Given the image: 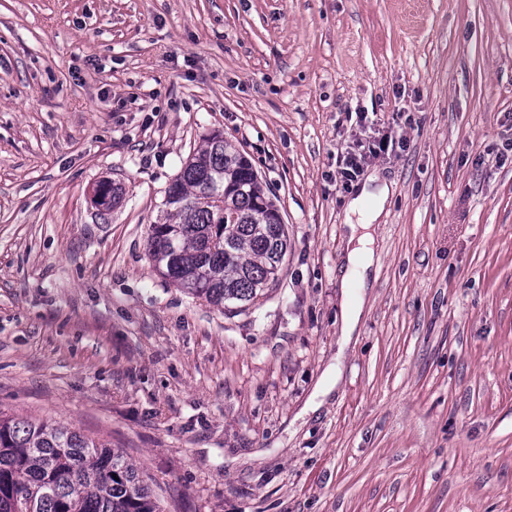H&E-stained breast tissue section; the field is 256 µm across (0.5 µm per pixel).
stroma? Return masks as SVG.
<instances>
[{
    "label": "stroma",
    "mask_w": 512,
    "mask_h": 512,
    "mask_svg": "<svg viewBox=\"0 0 512 512\" xmlns=\"http://www.w3.org/2000/svg\"><path fill=\"white\" fill-rule=\"evenodd\" d=\"M216 131L288 227L242 312L147 249ZM384 136L340 182L338 150ZM0 411L119 449L163 512H512V0H0ZM368 181L372 184L379 180L372 176ZM371 184H365L350 201L344 224L349 251L338 275L345 305L340 345L343 349L357 328L362 313L360 295L368 287V273L373 264L374 238L369 229L381 217L390 194L386 183Z\"/></svg>",
    "instance_id": "35a3bbf8"
}]
</instances>
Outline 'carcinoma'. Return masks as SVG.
Listing matches in <instances>:
<instances>
[{
    "label": "carcinoma",
    "mask_w": 512,
    "mask_h": 512,
    "mask_svg": "<svg viewBox=\"0 0 512 512\" xmlns=\"http://www.w3.org/2000/svg\"><path fill=\"white\" fill-rule=\"evenodd\" d=\"M287 225L252 161L214 133L165 190L150 226L162 276L242 309L279 279ZM0 512H162L123 453L54 422L0 412Z\"/></svg>",
    "instance_id": "cac0c4a2"
}]
</instances>
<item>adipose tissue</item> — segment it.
<instances>
[{
	"label": "adipose tissue",
	"instance_id": "ef3b65f1",
	"mask_svg": "<svg viewBox=\"0 0 512 512\" xmlns=\"http://www.w3.org/2000/svg\"><path fill=\"white\" fill-rule=\"evenodd\" d=\"M389 199L387 184L364 185L347 208L345 224L349 251L339 269V281L344 296L342 343H349L357 328L361 313V293L368 286L369 270L373 264L374 238L371 225L382 215Z\"/></svg>",
	"mask_w": 512,
	"mask_h": 512
}]
</instances>
